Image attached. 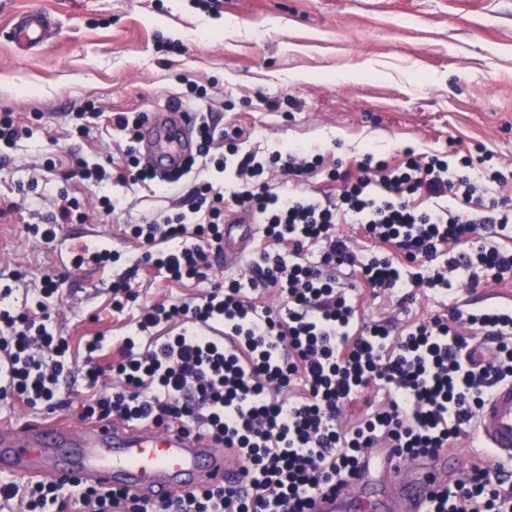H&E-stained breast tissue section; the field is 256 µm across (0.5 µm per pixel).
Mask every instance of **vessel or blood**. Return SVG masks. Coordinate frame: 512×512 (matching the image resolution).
<instances>
[{
  "label": "vessel or blood",
  "mask_w": 512,
  "mask_h": 512,
  "mask_svg": "<svg viewBox=\"0 0 512 512\" xmlns=\"http://www.w3.org/2000/svg\"><path fill=\"white\" fill-rule=\"evenodd\" d=\"M57 35L51 14L22 11L14 15L12 41L17 52L38 49ZM196 148L195 122L184 107L172 105L148 119L139 143L140 157L164 178L183 170ZM252 226L227 225L223 257L235 258L249 242ZM477 433L499 462L512 464V380L497 384L477 416ZM450 460L440 453L427 460L410 486L398 487L403 512H420L448 474ZM241 464L228 451L204 439L158 428L102 425L75 427L59 420L22 430H0V473L33 478L75 477L114 488L166 494L214 483L231 485ZM380 496L341 490L320 498L317 512H386Z\"/></svg>",
  "instance_id": "b4317fda"
}]
</instances>
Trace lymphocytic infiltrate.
<instances>
[{
	"instance_id": "lymphocytic-infiltrate-1",
	"label": "lymphocytic infiltrate",
	"mask_w": 512,
	"mask_h": 512,
	"mask_svg": "<svg viewBox=\"0 0 512 512\" xmlns=\"http://www.w3.org/2000/svg\"><path fill=\"white\" fill-rule=\"evenodd\" d=\"M197 132V158L223 171L237 157L236 180L227 193L201 184L188 210L131 225L150 247L144 263L172 281L206 279L224 226L240 211L277 252L263 253L247 282L215 287L196 303L143 308L109 366L117 378L109 388L99 385V369L81 373L68 361V342L45 313L58 286L45 282L34 308L0 307V401L50 410L73 397L84 421L207 439L239 458L240 483L156 498L76 478H16L0 481L1 502L18 501L24 512H315L327 490L360 478L373 449L413 461L461 443L492 388L512 379L511 305L450 307L395 335L389 321L359 322L349 286L335 275L353 268L402 305L419 290H450L464 272L472 287L476 270L512 281V251L486 242L456 249L480 229L512 223V201L489 194L511 179L497 164L476 177L453 149L409 150L394 166L369 153L354 179L342 161L303 144L262 158L239 154V132L208 117H198ZM320 168L335 196L305 191ZM418 196L433 207L416 205ZM441 197L451 206L438 205ZM342 224L359 225L374 251H354ZM251 288L273 289L280 307L259 306ZM162 324L172 334L154 335ZM474 331L483 344H473ZM371 388L385 400L366 402L350 420V406ZM424 512H512V472L472 462Z\"/></svg>"
}]
</instances>
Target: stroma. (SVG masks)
<instances>
[{
  "instance_id": "35a3bbf8",
  "label": "stroma",
  "mask_w": 512,
  "mask_h": 512,
  "mask_svg": "<svg viewBox=\"0 0 512 512\" xmlns=\"http://www.w3.org/2000/svg\"><path fill=\"white\" fill-rule=\"evenodd\" d=\"M38 8L57 20L55 41L27 56L9 37L11 13ZM164 35L181 55L157 53ZM193 84L207 96L194 111L241 129L240 149L261 155L303 143L354 167L366 151L399 162L405 148L426 153L446 140L462 154L476 146L512 167V0H222L219 11L194 0H0V111L30 135L0 155V302L34 306L45 278L60 284L49 312L84 363L88 336L127 335L141 309L190 300L230 280L246 281L267 249L254 236L236 260L215 262L203 281L174 282L142 262L146 245L128 227L185 210L196 184L230 187L233 169H194L173 194L132 182L122 164L121 112L165 111ZM94 101L88 136L72 114ZM110 163L95 185L85 170ZM88 202V220L61 224L54 242L34 228L57 214L61 192ZM116 209H93L97 196ZM117 250V262L74 265L82 250ZM130 275L135 299L112 307L113 277ZM358 315L408 324L448 306L512 305V283L481 281L448 294L418 293L407 309L356 281Z\"/></svg>"
}]
</instances>
